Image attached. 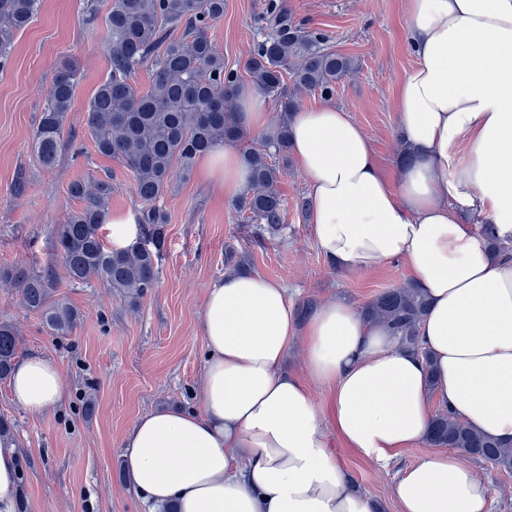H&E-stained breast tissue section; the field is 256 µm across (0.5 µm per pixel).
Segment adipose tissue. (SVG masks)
<instances>
[{"mask_svg": "<svg viewBox=\"0 0 512 512\" xmlns=\"http://www.w3.org/2000/svg\"><path fill=\"white\" fill-rule=\"evenodd\" d=\"M417 55L396 98L411 156L388 180L368 137L333 104L290 119L315 243L336 271L403 261L429 301L418 331L431 361L399 349L342 299L299 319L282 282L229 274L201 307L199 409H157L125 434L128 483L151 512H376L324 427L312 385L329 390L348 445L386 465L425 442L428 394L470 427L512 442V0H406ZM238 122L272 135L265 96L239 92ZM205 182L236 198L250 185L241 154L207 153ZM302 344L303 373L286 368ZM12 395L38 415L69 387L57 363L19 359ZM401 512H487V489L457 452L430 450L398 477Z\"/></svg>", "mask_w": 512, "mask_h": 512, "instance_id": "adipose-tissue-1", "label": "adipose tissue"}]
</instances>
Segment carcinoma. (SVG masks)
<instances>
[{"mask_svg":"<svg viewBox=\"0 0 512 512\" xmlns=\"http://www.w3.org/2000/svg\"><path fill=\"white\" fill-rule=\"evenodd\" d=\"M225 0H111L105 18L110 69L85 108V126L96 151L120 160L130 171L142 203V238L123 249L102 243L98 230L112 197V178L77 179L68 194L81 207L54 227L56 249L66 276L75 284L101 280L137 303L156 287L164 210L158 205L175 179L191 176L197 159L226 143H237L245 131L237 123L239 77L225 71L224 56L209 29L224 17ZM40 0H0V68L10 59L14 34L38 12ZM273 34L255 44L246 65L256 89L279 101L273 139L243 153L251 182L235 209L276 230L288 206L279 190L291 148L288 117L301 92L327 95L357 68L354 58L323 47L284 17L272 13ZM182 30L180 36L174 31ZM140 69L150 72L142 90L134 83ZM82 79L81 65L64 60L34 131L32 145L40 162L51 167L62 151V132ZM0 281L18 289L24 308L40 315L49 330L66 336L77 327L79 311L55 299L56 272L51 266L29 269L0 267ZM424 292L412 285L389 288L362 312L398 340L399 347L428 352L418 326L427 313ZM13 324L0 321V380L9 376L18 351ZM429 442L454 448L491 467L512 474V444L475 431L449 411L432 419Z\"/></svg>","mask_w":512,"mask_h":512,"instance_id":"cac0c4a2","label":"carcinoma"}]
</instances>
